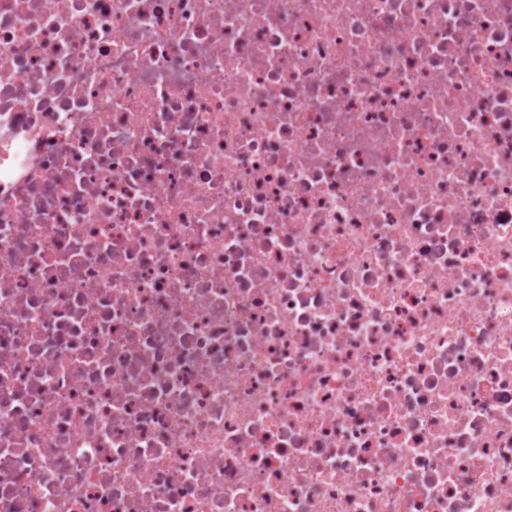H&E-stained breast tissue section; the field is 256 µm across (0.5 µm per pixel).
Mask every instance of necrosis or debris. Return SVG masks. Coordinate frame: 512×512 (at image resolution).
Segmentation results:
<instances>
[{
  "label": "necrosis or debris",
  "mask_w": 512,
  "mask_h": 512,
  "mask_svg": "<svg viewBox=\"0 0 512 512\" xmlns=\"http://www.w3.org/2000/svg\"><path fill=\"white\" fill-rule=\"evenodd\" d=\"M0 512H512V0H0Z\"/></svg>",
  "instance_id": "necrosis-or-debris-1"
}]
</instances>
